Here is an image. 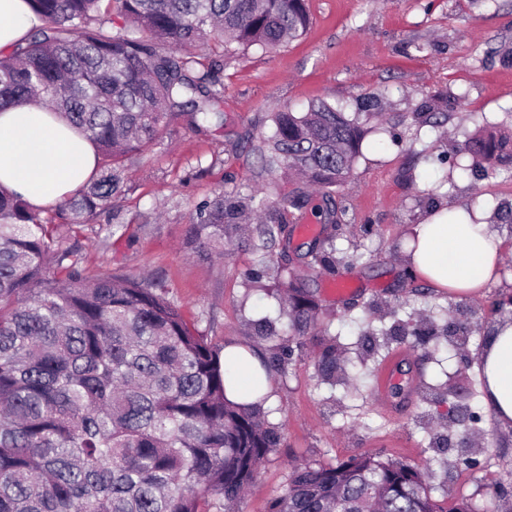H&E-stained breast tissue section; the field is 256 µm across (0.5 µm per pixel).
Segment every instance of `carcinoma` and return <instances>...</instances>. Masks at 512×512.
Masks as SVG:
<instances>
[{"instance_id":"1","label":"carcinoma","mask_w":512,"mask_h":512,"mask_svg":"<svg viewBox=\"0 0 512 512\" xmlns=\"http://www.w3.org/2000/svg\"><path fill=\"white\" fill-rule=\"evenodd\" d=\"M38 20L0 53V111L39 98L97 151L92 176L64 201L35 208L0 187V512H239L260 467L282 442L267 398L225 396L224 347L187 320L160 282L138 275H85L79 250L58 228L88 224L130 190L126 162L159 128L183 119L200 132L224 126V85L191 49L210 41L230 58L301 38L306 0H26ZM123 25L113 28L115 19ZM270 135L252 144L261 172L296 177L321 195L314 214L326 234L309 267L336 266L340 219L333 193L351 176L369 128L320 102L272 113ZM512 138L476 134L465 150L477 165L512 164ZM306 191L269 201L243 184L201 202L186 248L198 254L245 244L265 252L288 241ZM262 260L249 286L283 304L279 322L253 323L272 342L268 379L285 374L292 349L323 311L308 281L270 275ZM396 319L380 335L407 340L434 360L448 325ZM336 339L317 355L320 381L350 378ZM267 512H490L467 499H436L424 469L358 455L305 463L288 474Z\"/></svg>"}]
</instances>
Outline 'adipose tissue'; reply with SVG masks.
Masks as SVG:
<instances>
[{"instance_id":"ef3b65f1","label":"adipose tissue","mask_w":512,"mask_h":512,"mask_svg":"<svg viewBox=\"0 0 512 512\" xmlns=\"http://www.w3.org/2000/svg\"><path fill=\"white\" fill-rule=\"evenodd\" d=\"M25 0H0V49L23 39L32 27ZM94 146L37 101L0 112V186L21 195L33 207L64 198L92 172ZM418 248L406 258L413 272L452 298L483 296L496 277L503 245L486 220L471 222L457 209L418 225ZM224 359L233 366L227 396L249 401L257 359L230 346ZM486 380L485 402L495 420L512 426V322L500 324L476 356Z\"/></svg>"}]
</instances>
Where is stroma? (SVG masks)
Returning <instances> with one entry per match:
<instances>
[{
  "mask_svg": "<svg viewBox=\"0 0 512 512\" xmlns=\"http://www.w3.org/2000/svg\"><path fill=\"white\" fill-rule=\"evenodd\" d=\"M311 24L299 40L281 48L249 50L220 61L209 47L194 48L199 62L220 61L224 124L197 133L172 121L152 145L127 164L130 191L97 222L64 230L79 249L88 274L127 273L166 285L169 296L197 322L212 343L252 348L270 344L255 336L251 321L277 318L276 297L245 292L256 265L245 247L223 256L187 254L184 239L195 206L220 191L252 182L259 160L253 139L268 134L270 114L281 104L306 111L323 100L355 112L365 100L380 102L352 177L337 188L347 218L336 233L335 273L317 280L321 303L334 319L330 335L366 351L349 386L332 388L317 377L318 340L296 350L283 378L272 383L268 419L283 444L258 474L241 512H266L293 465L333 462L367 453L400 458L429 469L435 497L465 498L477 506L495 502L512 512V429L500 426L485 400L473 363L487 336L504 318L499 305L512 300V232L499 236L509 257L482 298L455 300L415 278L400 247L431 214L453 206L493 214L512 204V172L471 168L464 150L477 130L512 134V0H308ZM427 44L419 53L415 44ZM441 96L448 119L435 123L425 103ZM103 224L126 233L110 248L99 241ZM358 289L336 299L334 274ZM447 308L470 322L462 350L442 351V363L425 362L420 348L377 340L366 350L365 326L379 318ZM395 363L400 389L377 391L378 372ZM452 373L448 402L433 403L429 384Z\"/></svg>",
  "mask_w": 512,
  "mask_h": 512,
  "instance_id": "stroma-1",
  "label": "stroma"
}]
</instances>
